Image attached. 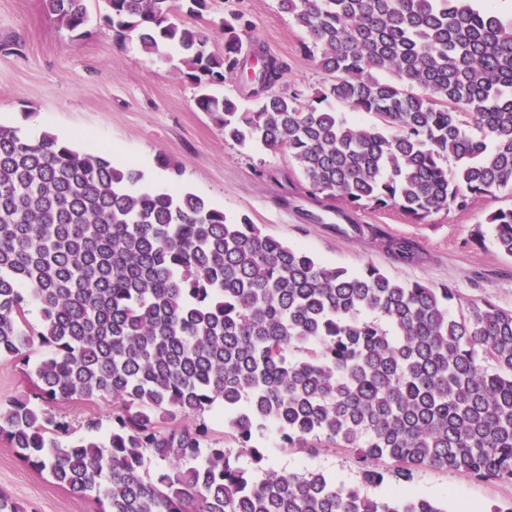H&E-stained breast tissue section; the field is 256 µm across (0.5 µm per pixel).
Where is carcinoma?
<instances>
[{
    "label": "carcinoma",
    "instance_id": "obj_1",
    "mask_svg": "<svg viewBox=\"0 0 512 512\" xmlns=\"http://www.w3.org/2000/svg\"><path fill=\"white\" fill-rule=\"evenodd\" d=\"M105 4L118 37L179 49L224 139L288 149L320 208L310 221L342 217L338 233L396 262L415 261L414 244L351 213L394 207L424 222L512 189V18L472 0H280L327 76L302 105L272 92L279 58L242 54L243 16L222 20L219 54L172 0ZM43 5L82 36L86 0ZM249 68L252 109L208 91ZM334 103L396 132L350 124ZM142 180L64 138L0 124V360L22 364L33 386L0 400V438L25 463L107 512H447L271 470L255 437L273 426L284 448L349 453L365 484H409L420 467L512 481V311L484 302L454 315V288L325 265L247 216L230 222L192 192ZM487 223L512 256V207ZM309 345L318 351L293 355ZM106 398L104 441L94 418L83 437L57 440L68 422L42 409ZM216 406L235 448L210 438ZM147 453L166 468L150 472Z\"/></svg>",
    "mask_w": 512,
    "mask_h": 512
}]
</instances>
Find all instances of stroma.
Here are the masks:
<instances>
[{"label":"stroma","instance_id":"stroma-1","mask_svg":"<svg viewBox=\"0 0 512 512\" xmlns=\"http://www.w3.org/2000/svg\"><path fill=\"white\" fill-rule=\"evenodd\" d=\"M104 0H87L85 35L71 33L51 18L42 0H0V123L29 136H64L81 150L119 148L132 167L149 174L159 160L175 172L168 188L185 189L224 211L228 220L249 216L262 233L302 249L333 267L357 272L372 265L389 277L439 288H456L454 309L490 301L512 310V257L496 247L487 215L512 206V193L474 199L466 210L442 211L417 223L394 208L359 211L360 223L375 224L390 236L412 241L419 257L397 263L377 245L336 234L325 224L307 221L310 204L303 178L287 150L225 140L210 117L195 103L198 90L180 73L176 48L144 53L136 38L118 39L102 22ZM244 15L251 23L244 48L264 47L287 69L276 84L277 94L309 101L325 81L314 58L302 49L308 35L278 0H210L202 20L208 27L211 51L224 50V16ZM48 412L70 425L69 439L80 438L88 417L112 425V403L56 401ZM263 444L274 469L321 472L338 483L360 487L372 499L390 495L389 485L362 483L359 470L340 449L324 448L311 455L283 448L275 430ZM0 488L24 512H102L95 500L81 498L55 483L47 472L33 470L0 440ZM407 494L447 503L457 512L470 503L474 512L512 503V481H485L457 472L422 469Z\"/></svg>","mask_w":512,"mask_h":512}]
</instances>
